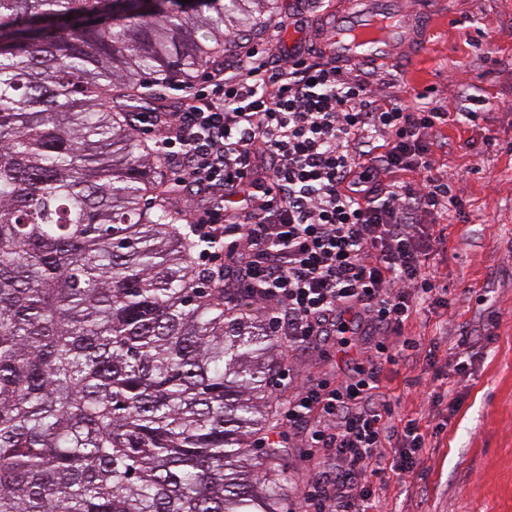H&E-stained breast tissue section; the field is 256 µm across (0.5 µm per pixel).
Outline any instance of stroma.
Instances as JSON below:
<instances>
[{
	"label": "stroma",
	"mask_w": 512,
	"mask_h": 512,
	"mask_svg": "<svg viewBox=\"0 0 512 512\" xmlns=\"http://www.w3.org/2000/svg\"><path fill=\"white\" fill-rule=\"evenodd\" d=\"M447 2L413 64L365 68L378 97L408 87L415 94L404 105L455 114L433 136L432 151L437 176L459 200L436 215L444 242L429 260L448 307L422 306L407 329L418 348L381 372L397 412L435 433L415 473L373 477L372 512H512V0ZM328 4L277 0L249 38L309 50V30ZM460 357L462 372L454 368ZM357 358L332 340L292 352L283 363L290 379L279 389L293 395Z\"/></svg>",
	"instance_id": "obj_1"
}]
</instances>
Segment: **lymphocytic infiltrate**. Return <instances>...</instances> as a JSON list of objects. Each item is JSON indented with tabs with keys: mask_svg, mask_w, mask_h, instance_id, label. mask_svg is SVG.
<instances>
[{
	"mask_svg": "<svg viewBox=\"0 0 512 512\" xmlns=\"http://www.w3.org/2000/svg\"><path fill=\"white\" fill-rule=\"evenodd\" d=\"M205 79L188 83L184 108L144 113L142 126L202 206L190 231L203 264L289 350L328 336L362 350L336 382L307 383L283 407L312 466L299 512H369L376 465L388 457L394 475L411 472L426 444L380 374L415 347L404 330L418 305L448 306L427 271L438 238L424 221L455 204L431 149L449 115L395 94L378 102L366 76L324 55L279 58L247 42ZM397 171L419 178L384 187Z\"/></svg>",
	"mask_w": 512,
	"mask_h": 512,
	"instance_id": "1",
	"label": "lymphocytic infiltrate"
}]
</instances>
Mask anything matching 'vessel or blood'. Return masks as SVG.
I'll list each match as a JSON object with an SVG mask.
<instances>
[{
    "label": "vessel or blood",
    "mask_w": 512,
    "mask_h": 512,
    "mask_svg": "<svg viewBox=\"0 0 512 512\" xmlns=\"http://www.w3.org/2000/svg\"><path fill=\"white\" fill-rule=\"evenodd\" d=\"M446 0H333L312 36L340 64L413 63L427 46Z\"/></svg>",
    "instance_id": "obj_1"
}]
</instances>
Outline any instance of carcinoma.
<instances>
[{"label":"carcinoma","instance_id":"carcinoma-1","mask_svg":"<svg viewBox=\"0 0 512 512\" xmlns=\"http://www.w3.org/2000/svg\"><path fill=\"white\" fill-rule=\"evenodd\" d=\"M274 0H0V512H288L281 339L130 116Z\"/></svg>","mask_w":512,"mask_h":512}]
</instances>
